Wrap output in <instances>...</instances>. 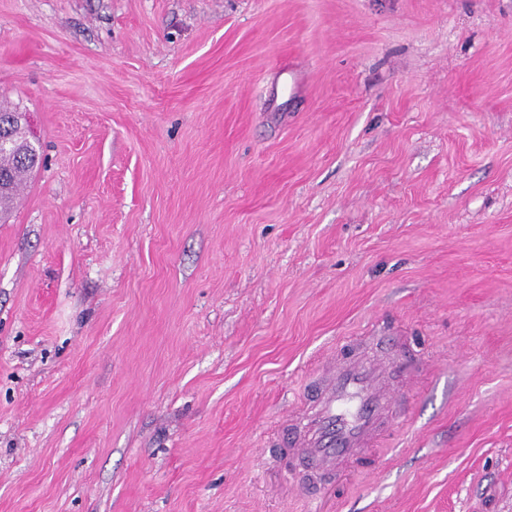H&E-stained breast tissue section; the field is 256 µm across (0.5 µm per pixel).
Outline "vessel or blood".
<instances>
[{"label": "vessel or blood", "mask_w": 512, "mask_h": 512, "mask_svg": "<svg viewBox=\"0 0 512 512\" xmlns=\"http://www.w3.org/2000/svg\"><path fill=\"white\" fill-rule=\"evenodd\" d=\"M376 342L398 350L396 362L385 364L350 339L323 359L322 370L298 414V428L284 427L270 442L287 476L295 474L289 461L297 455L320 476L373 466L365 450L382 436L396 404L387 378L396 373L409 381L417 368L401 337L384 333Z\"/></svg>", "instance_id": "vessel-or-blood-1"}]
</instances>
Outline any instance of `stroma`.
Returning <instances> with one entry per match:
<instances>
[{
  "instance_id": "stroma-1",
  "label": "stroma",
  "mask_w": 512,
  "mask_h": 512,
  "mask_svg": "<svg viewBox=\"0 0 512 512\" xmlns=\"http://www.w3.org/2000/svg\"><path fill=\"white\" fill-rule=\"evenodd\" d=\"M0 512H311L342 336L423 364L322 512H512V0H0ZM39 163L40 155L34 149L20 147L15 151H0V220L8 216L24 178L27 179Z\"/></svg>"
}]
</instances>
